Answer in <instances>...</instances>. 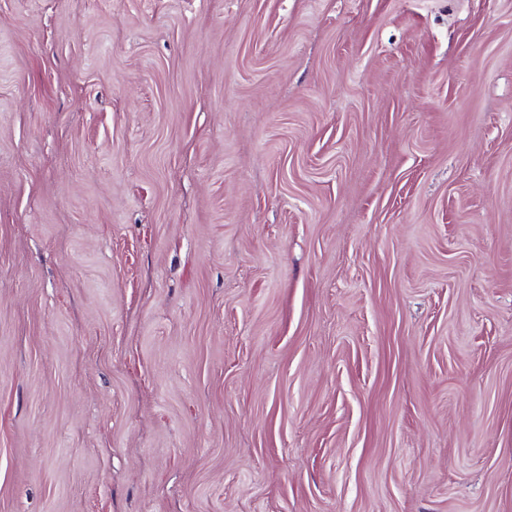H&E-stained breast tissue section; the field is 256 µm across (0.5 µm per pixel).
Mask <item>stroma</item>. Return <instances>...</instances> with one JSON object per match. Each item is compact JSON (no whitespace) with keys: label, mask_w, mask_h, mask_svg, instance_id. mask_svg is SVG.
Here are the masks:
<instances>
[{"label":"stroma","mask_w":512,"mask_h":512,"mask_svg":"<svg viewBox=\"0 0 512 512\" xmlns=\"http://www.w3.org/2000/svg\"><path fill=\"white\" fill-rule=\"evenodd\" d=\"M0 512H512V0H0Z\"/></svg>","instance_id":"obj_1"}]
</instances>
